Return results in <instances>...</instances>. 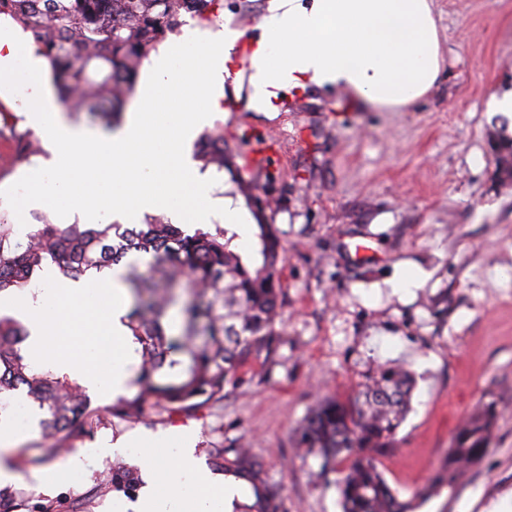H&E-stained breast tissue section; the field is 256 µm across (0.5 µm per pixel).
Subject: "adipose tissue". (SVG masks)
<instances>
[{
  "instance_id": "adipose-tissue-1",
  "label": "adipose tissue",
  "mask_w": 512,
  "mask_h": 512,
  "mask_svg": "<svg viewBox=\"0 0 512 512\" xmlns=\"http://www.w3.org/2000/svg\"><path fill=\"white\" fill-rule=\"evenodd\" d=\"M254 33L225 27L216 32L187 30L180 55L160 47L148 66L139 108L116 133L72 125L56 108L44 78L48 68L33 40L0 30V73L11 74L24 59L31 75L19 109L33 113L57 151L48 178L30 175L29 196L68 200L77 180L96 175L82 215L96 223L112 213L124 224L171 205L164 186L190 183L198 199L197 223L210 217L208 178L193 168L186 146L212 113L223 111L226 87L247 91L248 106L272 111L277 93L307 88L336 89L361 107L404 111L434 87L443 50L433 0H268ZM210 62L201 67L199 56ZM191 74L183 83V74ZM185 109H167L168 96ZM174 447L162 475L143 485L133 512H183L192 496L193 512H223L229 485L211 480L191 448L192 435L170 433Z\"/></svg>"
}]
</instances>
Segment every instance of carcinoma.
<instances>
[{
	"mask_svg": "<svg viewBox=\"0 0 512 512\" xmlns=\"http://www.w3.org/2000/svg\"><path fill=\"white\" fill-rule=\"evenodd\" d=\"M220 0H0V20L9 19L31 34L48 60L60 101L109 126L118 121L132 95L140 67L177 33L186 14L201 22L217 18ZM0 103V124L9 129L24 156L35 153L36 137L19 132ZM502 180L512 182V137L493 135ZM202 168L221 173L232 166L224 131L202 136ZM240 192L257 221L261 262L248 264L231 248L233 237L216 227L186 233L156 215L142 224H68L45 216L24 235L0 211V294L36 287L49 267L67 279L102 276L126 262L123 278L131 304L126 326L140 363L136 392L108 408L110 416L132 419L148 406L169 415H194L224 400V388L241 370L268 359L282 340L285 262L279 231L249 182ZM178 310L179 331L164 323ZM18 321L0 316V394L22 390L44 412L40 425L48 456L69 452L64 441L86 436L99 422L82 385L41 371ZM415 374L407 367H380L344 400L328 398L305 417L295 434L298 451L320 458L319 479L336 474L342 512H414L418 497L403 498L387 483L377 455L392 447L409 412ZM498 417L497 404L481 403L455 431L438 482L456 491L464 473L486 455ZM233 457H228V453ZM215 463L245 478L260 493L264 470L247 448L210 450ZM104 488L132 495L139 474L117 461L102 480Z\"/></svg>",
	"mask_w": 512,
	"mask_h": 512,
	"instance_id": "obj_1",
	"label": "carcinoma"
}]
</instances>
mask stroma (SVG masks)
Segmentation results:
<instances>
[{"label": "stroma", "instance_id": "35a3bbf8", "mask_svg": "<svg viewBox=\"0 0 512 512\" xmlns=\"http://www.w3.org/2000/svg\"><path fill=\"white\" fill-rule=\"evenodd\" d=\"M445 63L434 89L402 112L361 111L346 97L318 89L256 112L246 97L214 113L236 153L216 174L211 199L224 198L225 178L252 174L255 193L273 203L287 248L282 273L284 341L272 360L227 385L221 404L191 416L147 409L144 418L103 414L73 440L82 466L71 480L38 491L28 475L41 436L20 424L14 446L21 481L11 484L14 512L61 503L68 512H128L130 497L102 490L115 459L165 463L167 442L143 434L187 429L195 455L225 480L243 504L250 484L216 468L207 443L247 441L260 461L280 512H341L335 487L316 481L317 458L296 453L294 430L326 396H350L380 365L399 362L417 374L412 409L393 448L378 462L403 497L424 492L417 512H481L512 490V184L495 172L490 136L512 133L494 95L512 90V0H435ZM51 151L17 155L0 137V200L10 202L19 230L33 215L79 221L90 177L70 200L46 196L24 208V173L47 174ZM498 419L485 458L456 492L433 488L454 431L482 402ZM115 444L113 455L93 450Z\"/></svg>", "mask_w": 512, "mask_h": 512}]
</instances>
